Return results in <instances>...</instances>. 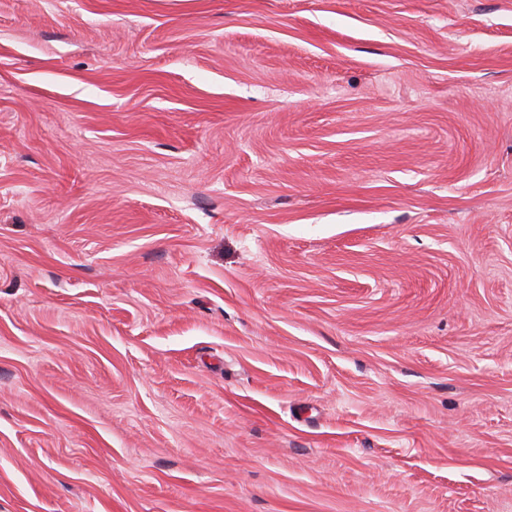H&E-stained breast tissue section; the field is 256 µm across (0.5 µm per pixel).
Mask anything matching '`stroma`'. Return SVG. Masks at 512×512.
Instances as JSON below:
<instances>
[{"instance_id":"35a3bbf8","label":"stroma","mask_w":512,"mask_h":512,"mask_svg":"<svg viewBox=\"0 0 512 512\" xmlns=\"http://www.w3.org/2000/svg\"><path fill=\"white\" fill-rule=\"evenodd\" d=\"M0 512H512V0H0Z\"/></svg>"}]
</instances>
